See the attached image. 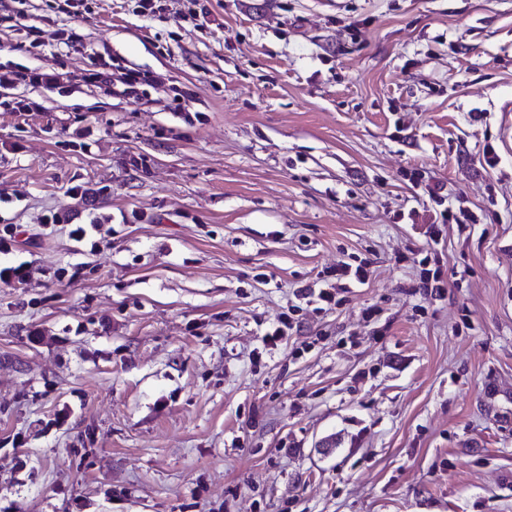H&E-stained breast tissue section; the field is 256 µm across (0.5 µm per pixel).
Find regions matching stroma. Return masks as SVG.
<instances>
[{"instance_id":"obj_1","label":"stroma","mask_w":512,"mask_h":512,"mask_svg":"<svg viewBox=\"0 0 512 512\" xmlns=\"http://www.w3.org/2000/svg\"><path fill=\"white\" fill-rule=\"evenodd\" d=\"M159 3L0 0V512H512V0ZM91 80H99L112 85V92L121 94L126 97H135L139 91V87L150 81V77L139 72H122L116 83L112 82V73L105 75L103 73H91ZM429 251L421 252L416 256V262L419 266L422 267L419 288H423L425 291H430V293L442 294L444 289V285L442 284L440 270L438 268L428 269L427 266L432 261V257L429 255ZM424 255V256H423ZM419 256H422L419 258ZM334 288H322L319 289L318 292H316V289L311 288L310 286H306L304 288H299L298 294L302 296V298L307 299L309 302H313L316 305H320L316 308V310H323L325 309L324 306L329 307L332 304L335 305L339 302V299H337V295L340 294Z\"/></svg>"}]
</instances>
